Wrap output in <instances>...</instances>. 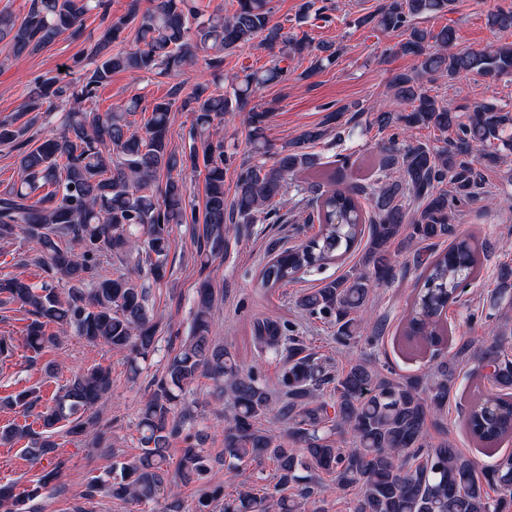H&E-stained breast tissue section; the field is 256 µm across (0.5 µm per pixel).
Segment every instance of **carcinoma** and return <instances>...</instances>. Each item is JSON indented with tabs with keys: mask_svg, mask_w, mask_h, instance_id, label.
Returning <instances> with one entry per match:
<instances>
[{
	"mask_svg": "<svg viewBox=\"0 0 512 512\" xmlns=\"http://www.w3.org/2000/svg\"><path fill=\"white\" fill-rule=\"evenodd\" d=\"M272 2L236 0L231 13L218 6L205 15L197 0H152L144 10L134 0L111 19L90 54L67 67L82 71V77L75 82L36 78L15 113L0 119V144L17 151L16 176L0 190V241L30 242L33 255L22 264L37 265L44 273L37 284L0 275V297L19 303L29 316L24 344L30 352L39 356L72 332L126 353L128 379L137 381L142 363L159 351L163 328L150 296L152 286L164 284L169 273L172 226L189 232L195 262L204 272L228 255L230 239H240L277 214L289 177L319 167L309 145L323 139L350 107L326 106L329 113L321 126L277 147L265 136L273 108L254 98L263 87L288 82L290 70L281 62L289 57H310L308 77L336 65L339 52L331 44L314 46L307 37L285 31L273 19ZM105 5L106 0H29L21 19L0 11V41H8L13 61H21L66 33L80 37L87 16ZM454 5L455 0H382L375 12L355 20L401 32L405 39L386 52L417 60L412 70L387 83L390 98L405 109L383 103L368 108L379 131L391 130L379 160L389 181L378 186L343 183L349 166V157L343 156L336 160L338 167L321 173L322 181L295 186L298 194L312 193L297 200L294 209L303 223H318V231L293 247L270 244V259L260 272L262 287L282 288L301 273L320 271L363 249L360 267L305 289L297 306L330 325L339 342L372 345L382 332L370 321L367 307L375 289L395 279L391 245H418L413 264L420 273L401 340L411 352H430L432 374L395 378L363 355L334 373L328 359L309 352L293 326L266 318L255 325L259 351L286 358L272 391L214 340L217 289L207 275L195 286L188 336L169 347L161 374L150 381L138 415L141 448L115 460L106 477L92 480L69 512H91L96 492L134 505L160 504L162 512H186L181 489L203 483L213 461L201 448L196 405L186 399L201 378L212 381L225 401L227 412L219 416L226 420L228 469L238 473L269 460L275 484L258 488L240 482L229 493L222 486H205L194 512H300L308 502L315 512H324L322 474L331 476L339 490L357 489L351 512H512V454L499 450L512 436V321L499 315L488 344L475 350L465 341L453 344L446 320L448 308L479 279L484 259L494 250L489 240L458 235L457 223L461 207L484 199L474 156L499 143L512 148V112L481 100L460 113L423 83L426 76L454 80L473 72L512 77V43L457 49L453 28L419 25ZM487 25L512 30V8L489 13ZM131 31L130 47L112 52ZM256 39L264 48L278 49L279 59L267 68L243 69L232 92L224 93V53ZM198 48L209 52L212 84H197L182 104L193 114L188 151L179 153L169 145L173 99L154 103L141 126L132 120L140 109L136 95L102 114L87 113L85 103L113 72L175 75L196 63ZM59 99L70 107L56 117V133L33 144L30 131L50 119ZM227 114L238 117L248 132L250 151L238 164L235 153L224 149L221 126ZM415 128L438 132L440 144L408 138ZM188 167L204 168L200 214L186 200L180 178ZM231 167L236 183L228 202L224 175ZM406 195L417 203L412 211L404 203ZM366 196L371 213L361 202ZM442 242L448 246L440 248ZM107 257L134 266L144 281L125 273L108 275L103 267ZM505 299L512 303V266L507 264L499 268L492 306L500 307ZM452 344L455 350H447ZM469 359L490 369L484 378L492 392L475 395L465 417L477 447L490 458L485 465L452 442L434 443L430 437L431 428L442 427L440 416L457 370ZM111 392L112 369L94 365L74 374L41 410L35 389L0 399V408H18L40 423L38 431L18 422L1 426L0 443L24 440L32 461L52 466L20 491L1 484L0 512H32L30 502L54 490L63 467L56 459L60 432L83 435L97 448L112 447V438L98 427L97 413ZM269 415L281 424L277 434L261 426ZM175 438L182 439L184 448L172 463L168 448ZM346 439L352 447H339Z\"/></svg>",
	"mask_w": 512,
	"mask_h": 512,
	"instance_id": "cac0c4a2",
	"label": "carcinoma"
}]
</instances>
